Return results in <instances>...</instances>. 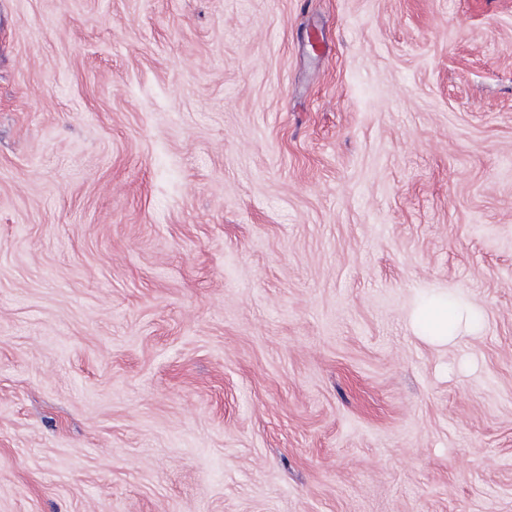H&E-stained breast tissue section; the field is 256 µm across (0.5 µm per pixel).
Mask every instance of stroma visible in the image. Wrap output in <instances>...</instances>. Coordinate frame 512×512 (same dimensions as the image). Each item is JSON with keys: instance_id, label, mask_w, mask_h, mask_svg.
Returning a JSON list of instances; mask_svg holds the SVG:
<instances>
[{"instance_id": "1", "label": "stroma", "mask_w": 512, "mask_h": 512, "mask_svg": "<svg viewBox=\"0 0 512 512\" xmlns=\"http://www.w3.org/2000/svg\"><path fill=\"white\" fill-rule=\"evenodd\" d=\"M0 512H512V0H0ZM461 318L460 304L449 302L447 297H430L423 301L419 309L422 327L430 336L447 338Z\"/></svg>"}]
</instances>
